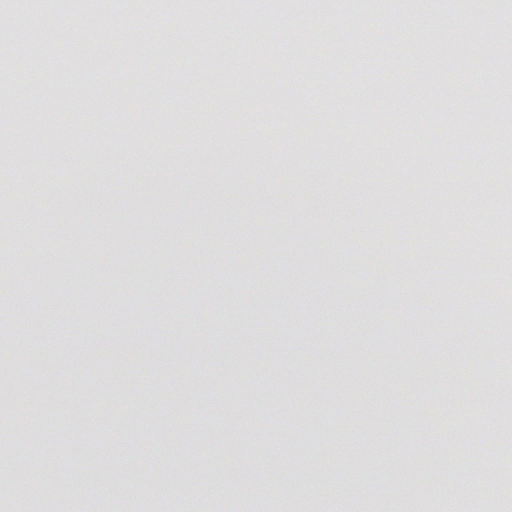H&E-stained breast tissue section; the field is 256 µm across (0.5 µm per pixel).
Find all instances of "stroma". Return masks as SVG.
Segmentation results:
<instances>
[{"mask_svg":"<svg viewBox=\"0 0 512 512\" xmlns=\"http://www.w3.org/2000/svg\"><path fill=\"white\" fill-rule=\"evenodd\" d=\"M126 2L64 0L35 73L13 49L32 0H0V242L28 239L0 250V512H28L33 485L40 512H461L451 474L494 482L512 457V205L486 165L512 160V0L447 25L426 0H375L379 37L326 0L276 19L270 0H161L168 60ZM330 29L354 53L309 82ZM478 46L475 80L459 59ZM474 130L451 184L440 143ZM488 226L498 246L473 249Z\"/></svg>","mask_w":512,"mask_h":512,"instance_id":"1","label":"stroma"}]
</instances>
